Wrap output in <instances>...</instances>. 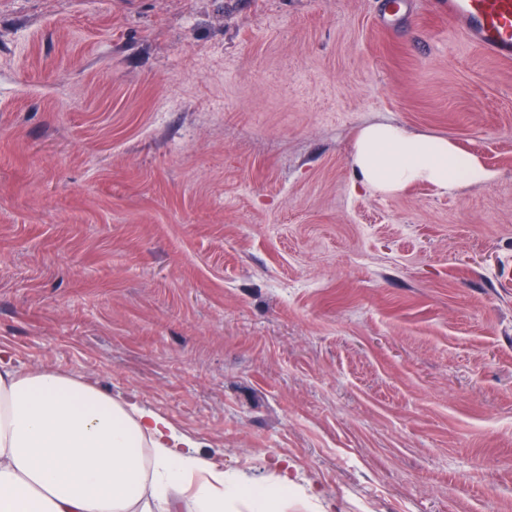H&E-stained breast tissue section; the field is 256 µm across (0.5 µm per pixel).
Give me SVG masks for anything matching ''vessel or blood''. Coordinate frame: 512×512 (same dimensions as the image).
Instances as JSON below:
<instances>
[{"label":"vessel or blood","mask_w":512,"mask_h":512,"mask_svg":"<svg viewBox=\"0 0 512 512\" xmlns=\"http://www.w3.org/2000/svg\"><path fill=\"white\" fill-rule=\"evenodd\" d=\"M449 19L470 43L500 61H512V0H445Z\"/></svg>","instance_id":"b4317fda"}]
</instances>
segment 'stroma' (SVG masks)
<instances>
[{"instance_id": "obj_1", "label": "stroma", "mask_w": 512, "mask_h": 512, "mask_svg": "<svg viewBox=\"0 0 512 512\" xmlns=\"http://www.w3.org/2000/svg\"><path fill=\"white\" fill-rule=\"evenodd\" d=\"M379 2L0 0V348L287 512H512V62ZM377 122L494 177L367 189Z\"/></svg>"}]
</instances>
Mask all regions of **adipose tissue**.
<instances>
[{"instance_id": "1", "label": "adipose tissue", "mask_w": 512, "mask_h": 512, "mask_svg": "<svg viewBox=\"0 0 512 512\" xmlns=\"http://www.w3.org/2000/svg\"><path fill=\"white\" fill-rule=\"evenodd\" d=\"M352 163L369 188L416 184L440 193L487 183L493 173L450 139L392 122L363 127ZM278 512L267 497L213 468L198 443L165 417L48 369L18 372L0 350V512Z\"/></svg>"}]
</instances>
